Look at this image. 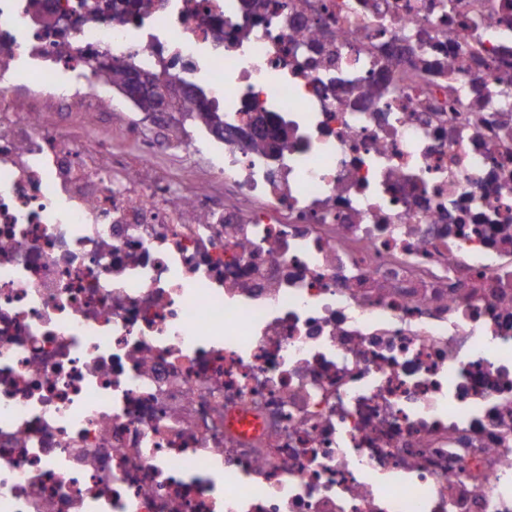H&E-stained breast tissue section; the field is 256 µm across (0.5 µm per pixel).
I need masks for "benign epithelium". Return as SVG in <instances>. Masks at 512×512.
I'll list each match as a JSON object with an SVG mask.
<instances>
[{
  "instance_id": "benign-epithelium-1",
  "label": "benign epithelium",
  "mask_w": 512,
  "mask_h": 512,
  "mask_svg": "<svg viewBox=\"0 0 512 512\" xmlns=\"http://www.w3.org/2000/svg\"><path fill=\"white\" fill-rule=\"evenodd\" d=\"M118 92L130 100L147 119L160 112H182L189 99L187 89L171 79L141 71L129 72Z\"/></svg>"
}]
</instances>
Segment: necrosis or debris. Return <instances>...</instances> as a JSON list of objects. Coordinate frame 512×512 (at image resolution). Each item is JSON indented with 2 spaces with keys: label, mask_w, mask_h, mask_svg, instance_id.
I'll return each mask as SVG.
<instances>
[{
  "label": "necrosis or debris",
  "mask_w": 512,
  "mask_h": 512,
  "mask_svg": "<svg viewBox=\"0 0 512 512\" xmlns=\"http://www.w3.org/2000/svg\"><path fill=\"white\" fill-rule=\"evenodd\" d=\"M250 2L0 0V512H512V0ZM108 63L112 86L125 81L115 88L130 100L145 118L152 119L159 115L158 112H186L184 103L189 96L185 87L172 79H163L141 71H131L137 68L128 61H114L110 57ZM137 109L130 105L126 112H139ZM187 120H190L193 124L196 125H206L209 127L210 125H215L216 127H221L224 129V114L223 112H217L213 110L210 106L204 105L199 106L195 109H188ZM198 162L195 159H172L165 158L160 167L155 172L156 175H165L169 179H175L182 174L193 175L195 169L198 167Z\"/></svg>",
  "instance_id": "obj_1"
}]
</instances>
